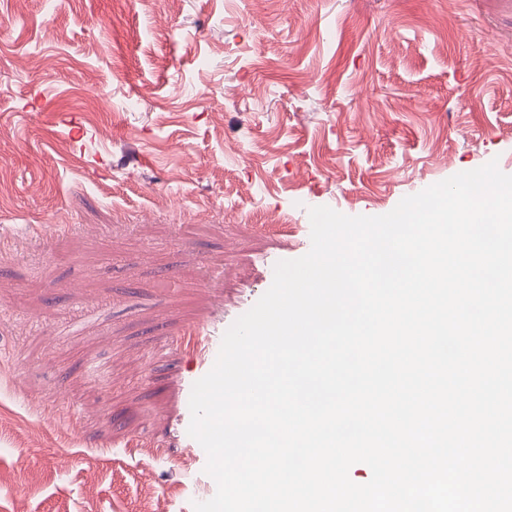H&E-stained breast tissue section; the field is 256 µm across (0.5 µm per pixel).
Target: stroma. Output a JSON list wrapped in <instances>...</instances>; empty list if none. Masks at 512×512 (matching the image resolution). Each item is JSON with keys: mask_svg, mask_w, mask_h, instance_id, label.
I'll return each instance as SVG.
<instances>
[{"mask_svg": "<svg viewBox=\"0 0 512 512\" xmlns=\"http://www.w3.org/2000/svg\"><path fill=\"white\" fill-rule=\"evenodd\" d=\"M492 160L512 0H0V512H193L192 386L309 208Z\"/></svg>", "mask_w": 512, "mask_h": 512, "instance_id": "1", "label": "stroma"}]
</instances>
